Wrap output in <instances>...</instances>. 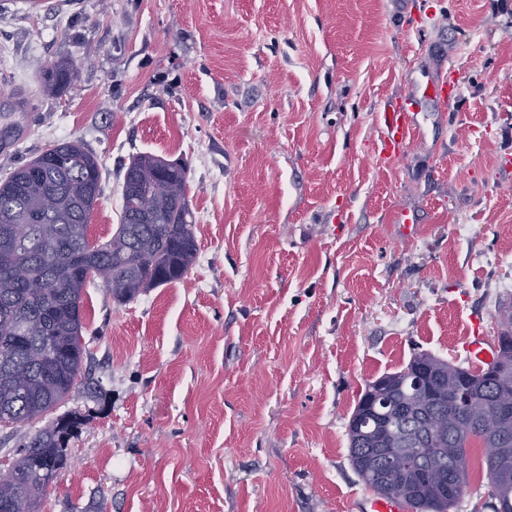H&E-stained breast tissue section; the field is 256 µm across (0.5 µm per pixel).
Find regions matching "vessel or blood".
<instances>
[{
    "label": "vessel or blood",
    "instance_id": "obj_1",
    "mask_svg": "<svg viewBox=\"0 0 512 512\" xmlns=\"http://www.w3.org/2000/svg\"><path fill=\"white\" fill-rule=\"evenodd\" d=\"M444 88L433 87L423 94L408 93L397 97L390 108L378 115L379 137L377 154L379 159L389 160L402 155L406 149L421 137L418 116L421 112V101L425 98H441ZM471 330L464 339V349L471 364L482 366L492 359L493 349L480 335V320L471 317Z\"/></svg>",
    "mask_w": 512,
    "mask_h": 512
}]
</instances>
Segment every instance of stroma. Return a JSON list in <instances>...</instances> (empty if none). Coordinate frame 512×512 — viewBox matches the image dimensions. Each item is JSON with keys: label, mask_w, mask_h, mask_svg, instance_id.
<instances>
[{"label": "stroma", "mask_w": 512, "mask_h": 512, "mask_svg": "<svg viewBox=\"0 0 512 512\" xmlns=\"http://www.w3.org/2000/svg\"><path fill=\"white\" fill-rule=\"evenodd\" d=\"M442 77L458 99L378 160V113ZM4 126L0 179L57 142L97 157L94 244L121 163L185 162L198 245L130 302L85 288L101 386L49 413L79 426L39 512H361L366 384L422 352L468 367L467 313L492 340L512 297V0H0ZM488 486L470 448L452 512ZM75 73L71 65L59 63L45 72L43 79L44 88L48 92L58 91L63 86L71 83Z\"/></svg>", "instance_id": "obj_1"}]
</instances>
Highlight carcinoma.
Segmentation results:
<instances>
[{
  "label": "carcinoma",
  "instance_id": "1",
  "mask_svg": "<svg viewBox=\"0 0 512 512\" xmlns=\"http://www.w3.org/2000/svg\"><path fill=\"white\" fill-rule=\"evenodd\" d=\"M74 77L71 65L59 63L45 72L44 88L58 91ZM161 161L140 154L125 166L120 224L110 240L97 245L90 244L87 230L101 196L100 165L80 141L53 144L0 181V419L16 427L38 421L82 382L88 356L82 342L86 270H93L112 299L122 304L182 279L193 266L198 246L186 198V166L176 165L164 174L156 192L130 183V171L150 178ZM17 224L30 225L26 237H16ZM17 265L27 267L44 287L14 279L11 269ZM498 327L505 341L498 356L510 363L512 315L498 321ZM411 363L431 366L441 397L419 402L399 371L368 383L352 418L364 412L377 384L384 385L392 404L404 405L408 412L389 418L370 438L348 429L350 462L377 494L407 493L412 512H449L459 498L446 496L443 487L454 467L467 468L471 442L489 448L497 436H512V421H501L495 412L504 383L486 376L471 382L483 420L472 423L450 392L456 376L447 361L420 353ZM433 417L446 423L439 436L430 432ZM77 425L74 419L52 420L14 450L20 485L28 492V512H35L66 466L65 449ZM379 448L409 449L419 459L416 472L399 483L378 484L375 476L384 464ZM43 456L51 458L53 466H36V458ZM484 464L487 506L491 512H512V446L496 463L486 458Z\"/></svg>",
  "mask_w": 512,
  "mask_h": 512
}]
</instances>
